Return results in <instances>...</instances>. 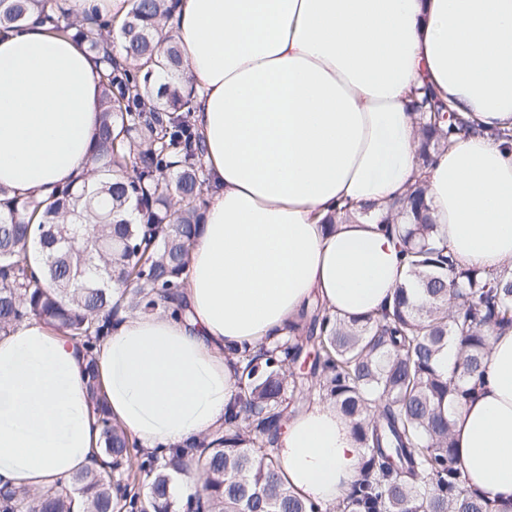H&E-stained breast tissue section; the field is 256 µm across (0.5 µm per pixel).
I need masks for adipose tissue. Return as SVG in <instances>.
<instances>
[{"label": "adipose tissue", "instance_id": "1", "mask_svg": "<svg viewBox=\"0 0 512 512\" xmlns=\"http://www.w3.org/2000/svg\"><path fill=\"white\" fill-rule=\"evenodd\" d=\"M211 189L187 267L188 317L125 311L96 350L107 406L140 447L188 453L238 393L231 347L271 345L312 304L379 316L407 277L380 218L424 184L457 263L512 267V0H181ZM429 84L472 121L420 167L411 94ZM100 70L31 22L0 34V188L47 195L89 176ZM452 417L470 486L512 512V332ZM86 347L31 318L0 335V488L46 490L97 467ZM283 480L344 499L363 450L335 406L292 410L274 445Z\"/></svg>", "mask_w": 512, "mask_h": 512}]
</instances>
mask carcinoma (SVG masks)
Instances as JSON below:
<instances>
[{
	"mask_svg": "<svg viewBox=\"0 0 512 512\" xmlns=\"http://www.w3.org/2000/svg\"><path fill=\"white\" fill-rule=\"evenodd\" d=\"M179 2L130 0L117 58L103 16L72 18L58 0H0V31L34 18L86 44L101 63L96 181L48 199L0 190V332L34 316L85 343L108 459L105 473H79L59 489L0 492V512H74L77 500L82 512H490L458 463L451 414L481 385L489 334L512 332V270L460 266L431 222L421 185L399 202L413 215L398 229L412 286L398 285L382 316L347 322L316 303L281 346L233 350L246 361L239 393L224 427L191 449L205 482L190 501L178 504L171 492L183 458L139 447L112 419L94 355L118 319L112 287L128 310L183 315L179 299L205 205L201 138L181 115L190 105L176 80L181 51L156 38ZM411 108L424 163L473 129L427 84L414 90ZM447 349L455 360L444 373ZM312 400L334 405L363 448L360 477L336 504L293 494L273 455L288 407ZM142 475L144 492L136 487Z\"/></svg>",
	"mask_w": 512,
	"mask_h": 512,
	"instance_id": "obj_1",
	"label": "carcinoma"
}]
</instances>
